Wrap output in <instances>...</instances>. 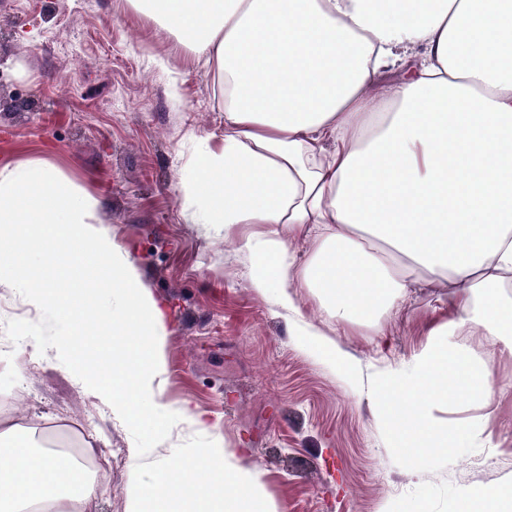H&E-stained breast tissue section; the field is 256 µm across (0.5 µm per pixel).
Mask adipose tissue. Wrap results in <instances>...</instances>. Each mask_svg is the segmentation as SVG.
Wrapping results in <instances>:
<instances>
[{"label":"adipose tissue","instance_id":"1","mask_svg":"<svg viewBox=\"0 0 512 512\" xmlns=\"http://www.w3.org/2000/svg\"><path fill=\"white\" fill-rule=\"evenodd\" d=\"M204 62L224 104L179 191L196 223L251 258L250 286L297 311L305 290L339 323L381 331L419 280L448 284V315L388 372L375 415L400 456L481 445L501 384L468 344L472 328L512 355V0H127ZM99 200L41 163L0 167V285L53 324L55 357L113 418L155 428L129 452L127 512H270L258 474L210 432L207 415L165 396L164 303L100 226ZM306 241L297 263L295 239ZM41 275L23 276L21 265ZM67 276L73 294L55 282ZM44 321L18 331L44 342ZM309 354L355 375L307 326ZM111 340L117 354L103 353ZM483 412L453 426L448 395ZM208 433L168 445L171 428ZM165 452H158V445ZM78 454L0 428V512H98ZM459 512H512V482L465 488Z\"/></svg>","mask_w":512,"mask_h":512}]
</instances>
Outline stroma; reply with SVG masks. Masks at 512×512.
I'll return each mask as SVG.
<instances>
[{
  "instance_id": "stroma-1",
  "label": "stroma",
  "mask_w": 512,
  "mask_h": 512,
  "mask_svg": "<svg viewBox=\"0 0 512 512\" xmlns=\"http://www.w3.org/2000/svg\"><path fill=\"white\" fill-rule=\"evenodd\" d=\"M223 131L206 68L126 0H0V164L46 162L99 196L104 229L167 306V399L206 412L268 500L281 512H455L459 490L512 477V357L498 346L479 350L503 381L488 447L414 468L373 415L381 377L412 359L447 288L413 289L381 336L336 323L300 292L303 320L356 368L353 386L250 287L248 254L194 224L179 182L198 144ZM1 420L95 440L112 461L97 481L100 512H125L128 450L154 431L114 421L53 349L0 366Z\"/></svg>"
}]
</instances>
